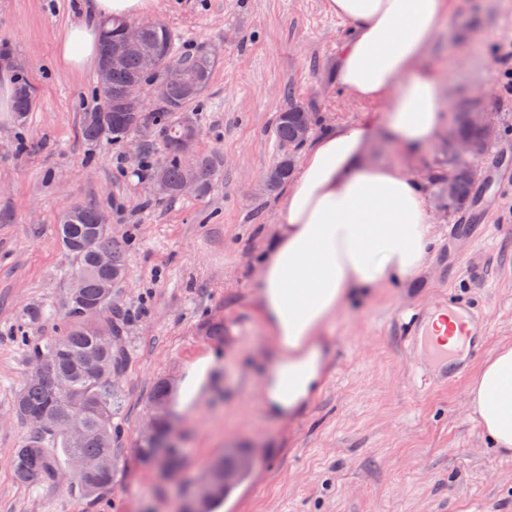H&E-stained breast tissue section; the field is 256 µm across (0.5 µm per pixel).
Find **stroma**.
I'll return each instance as SVG.
<instances>
[{"label": "stroma", "instance_id": "obj_1", "mask_svg": "<svg viewBox=\"0 0 512 512\" xmlns=\"http://www.w3.org/2000/svg\"><path fill=\"white\" fill-rule=\"evenodd\" d=\"M82 0H0V60L35 85L25 120L0 122V512H180L225 449L254 465L221 500L223 512H512V454L492 448L467 412L471 379L445 387L415 376L400 319L453 296L477 299L490 327L485 346L512 343V74L497 61L512 44V0H452L428 59L444 61L450 110L497 113L499 140L479 161L476 210L455 214L434 192L447 178L448 137L411 163L437 243L415 277L356 297L326 333V380L302 409L278 423L261 403L254 365L267 330L255 309L259 266L277 231L276 195L264 178L277 163V116L296 99L312 136L328 127L380 125L382 104L356 100L336 83L350 21L325 0H151L146 21L173 30L188 54L218 52L196 124L195 150L222 166L207 193L169 200L154 193L144 160L165 150L149 129L125 143L84 141L96 69L69 70L57 45ZM92 202L126 245L116 302L130 316V360L115 442L112 489L88 501L69 477L16 482L10 465L25 436L12 409L28 356L14 330L25 309L44 307L33 336L53 333L71 259L56 237L62 211ZM475 210V211H476ZM223 322L224 340L200 325ZM208 356L213 382L175 423L186 434L181 473L167 477L137 455L162 378L180 384Z\"/></svg>", "mask_w": 512, "mask_h": 512}]
</instances>
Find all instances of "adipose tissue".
<instances>
[{"instance_id":"ef3b65f1","label":"adipose tissue","mask_w":512,"mask_h":512,"mask_svg":"<svg viewBox=\"0 0 512 512\" xmlns=\"http://www.w3.org/2000/svg\"><path fill=\"white\" fill-rule=\"evenodd\" d=\"M149 0H83L82 16L58 45L73 71L91 67L98 22L141 14ZM331 14L355 22L336 63V81L364 101L386 102L383 134L407 156L432 143L444 125L445 102L426 52L448 15V0H326ZM369 125L329 129L308 147L278 202V234L261 267L258 312L270 333L275 368L260 379L264 409L276 420L294 415L324 382L322 333L338 312L367 290L422 271L434 226L420 181L403 166L372 162ZM469 410L501 453H512V344L482 363Z\"/></svg>"}]
</instances>
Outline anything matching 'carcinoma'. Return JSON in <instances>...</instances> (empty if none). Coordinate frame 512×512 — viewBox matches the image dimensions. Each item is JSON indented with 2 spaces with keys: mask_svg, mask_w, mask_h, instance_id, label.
Wrapping results in <instances>:
<instances>
[{
  "mask_svg": "<svg viewBox=\"0 0 512 512\" xmlns=\"http://www.w3.org/2000/svg\"><path fill=\"white\" fill-rule=\"evenodd\" d=\"M126 24L127 20L112 17L102 23V27L112 31V39L100 38L99 62L109 59ZM141 32L145 47L156 55L159 66L148 72L136 57L112 60V90L96 92V105L83 113V139L89 144L102 139L120 143L147 123L156 126L165 135L167 156L162 166L151 168L152 180H164L168 186L166 197L175 199L180 196L187 169L177 147L184 131L183 113L202 101L215 60L206 53H180L172 31L166 26L146 23ZM171 61L183 68L186 82L171 88L149 117L140 107L131 109L127 98L139 96L143 86L161 79ZM36 96L34 85L25 82L18 87V119L25 118ZM305 126H311L310 112L297 103L278 116L274 133L281 156L265 176L266 192L277 191L290 178L296 149L302 145L297 133ZM454 135L474 145L473 160L454 165L451 174L455 180L452 210L458 211L476 201L479 175L473 161L487 154L491 137L471 126L461 112L456 118ZM221 164L220 157L211 154L193 159L202 190L209 188ZM98 210L96 204L78 203L71 218L59 219L58 240L71 257L73 267L67 277L63 305L56 314L55 334L23 336L29 364L14 397L13 413L28 434L11 461L17 482H51L62 470L63 455L72 470L76 493L89 499L112 488L115 479V419L121 415L122 407L119 377L129 362L124 336L129 315L114 304L116 288L126 275L124 246L112 238L109 225L97 223ZM105 253L112 255V267L101 269L96 258ZM151 401L153 429L142 440L139 456L144 464L165 475H174L181 468L182 448L172 432V386L167 380L156 383ZM252 466L253 459L247 453L238 449L225 451L211 469L227 471L229 481L214 482L206 476L202 482L205 489L196 491L194 503L184 512L206 508L212 497L224 492Z\"/></svg>",
  "mask_w": 512,
  "mask_h": 512,
  "instance_id": "1",
  "label": "carcinoma"
}]
</instances>
